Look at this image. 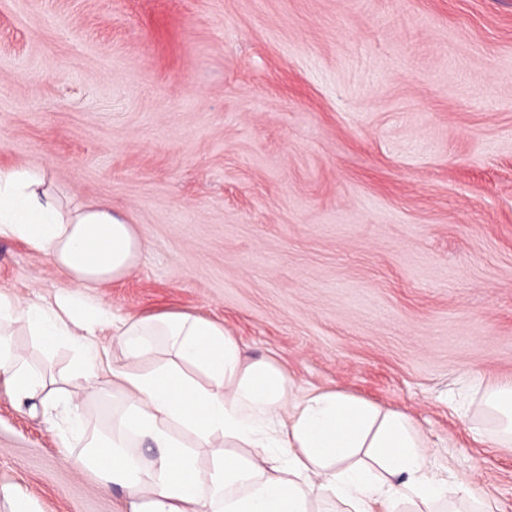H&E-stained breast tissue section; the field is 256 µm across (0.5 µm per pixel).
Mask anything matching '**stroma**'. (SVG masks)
Listing matches in <instances>:
<instances>
[{"label":"stroma","instance_id":"obj_1","mask_svg":"<svg viewBox=\"0 0 512 512\" xmlns=\"http://www.w3.org/2000/svg\"><path fill=\"white\" fill-rule=\"evenodd\" d=\"M0 165L132 225L134 267L89 292L114 315L220 321L297 388L411 416L439 470L512 512L483 401L512 380V0H0ZM63 281L0 239V291ZM116 405L84 401L64 443L0 388V485L120 512L72 464Z\"/></svg>","mask_w":512,"mask_h":512}]
</instances>
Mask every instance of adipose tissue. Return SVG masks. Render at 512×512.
I'll list each match as a JSON object with an SVG mask.
<instances>
[{
	"label": "adipose tissue",
	"instance_id": "ef3b65f1",
	"mask_svg": "<svg viewBox=\"0 0 512 512\" xmlns=\"http://www.w3.org/2000/svg\"><path fill=\"white\" fill-rule=\"evenodd\" d=\"M0 238L23 241L65 277L46 303L0 292V384L19 399L39 396L64 437L85 432L81 397L101 385L119 392L94 465L126 489L125 512H397L477 500L434 471L408 415L338 390L295 394L278 364L249 359L217 321L185 311L119 317L86 297L130 272L141 241L106 207L65 205L43 170L0 167ZM18 326L46 349L74 351L67 387L47 388L14 349ZM105 332L121 363L101 345ZM143 443L155 450L147 462L136 452Z\"/></svg>",
	"mask_w": 512,
	"mask_h": 512
}]
</instances>
